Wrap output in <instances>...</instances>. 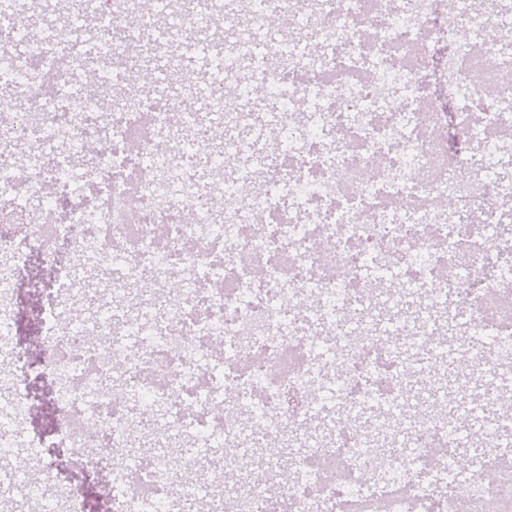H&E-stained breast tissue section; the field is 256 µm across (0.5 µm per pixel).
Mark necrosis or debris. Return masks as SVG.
Returning <instances> with one entry per match:
<instances>
[{
  "mask_svg": "<svg viewBox=\"0 0 512 512\" xmlns=\"http://www.w3.org/2000/svg\"><path fill=\"white\" fill-rule=\"evenodd\" d=\"M127 2L72 0L69 22L0 0V203L23 176L58 216L48 235L38 220L0 225V380L19 392L0 413V455L23 421L51 414L29 437L43 480L27 496L90 512L103 479L100 512H174L179 471L227 445L226 469H241L291 430L304 455L288 478L216 482L224 512H349L359 498L428 512L427 469L455 492L446 512L462 498L512 505V478L481 463L512 428L500 412L512 393L488 392L475 430L438 413L406 422L400 384L412 369L445 378L459 357L495 377L512 368V329L493 328L485 304L512 282V146L498 137L512 131V91L486 94L476 77L512 64V0H205L173 42L196 40L203 15L247 18L205 82L176 57L150 91L116 95L141 66L123 45L157 41L152 13ZM273 12L293 33L258 49ZM433 69L482 121L477 156L450 153L470 125L432 91ZM95 142L106 151L89 153ZM36 258L52 271L45 306L63 294L94 321L23 329ZM86 270L107 273L100 293L79 289ZM413 299L418 318L398 315ZM435 309L464 329L454 349L437 341ZM336 411L373 420L308 436ZM324 457L335 483L315 466Z\"/></svg>",
  "mask_w": 512,
  "mask_h": 512,
  "instance_id": "1",
  "label": "necrosis or debris"
}]
</instances>
